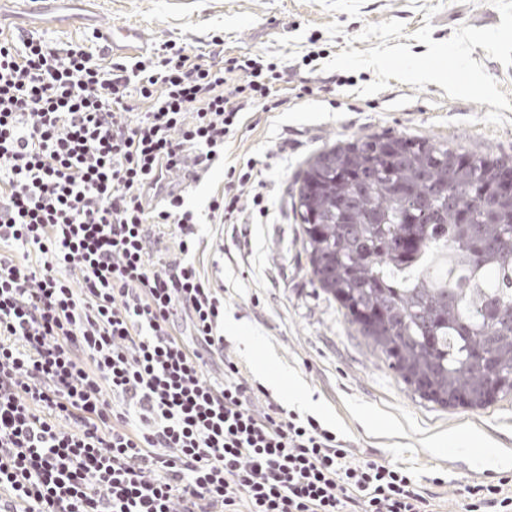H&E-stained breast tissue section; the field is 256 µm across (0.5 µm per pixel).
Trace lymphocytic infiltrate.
I'll return each mask as SVG.
<instances>
[{"instance_id":"f902f5d3","label":"lymphocytic infiltrate","mask_w":512,"mask_h":512,"mask_svg":"<svg viewBox=\"0 0 512 512\" xmlns=\"http://www.w3.org/2000/svg\"><path fill=\"white\" fill-rule=\"evenodd\" d=\"M274 64L162 44L133 64L0 37V512H429L409 468L249 382L224 351V289L195 257L199 182ZM255 159L213 224L267 216ZM512 476L466 512H512Z\"/></svg>"}]
</instances>
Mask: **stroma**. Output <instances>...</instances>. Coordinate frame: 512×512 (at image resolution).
<instances>
[{"instance_id": "35a3bbf8", "label": "stroma", "mask_w": 512, "mask_h": 512, "mask_svg": "<svg viewBox=\"0 0 512 512\" xmlns=\"http://www.w3.org/2000/svg\"><path fill=\"white\" fill-rule=\"evenodd\" d=\"M437 12L425 19L423 8ZM404 23L402 44L422 55L414 33L431 23L432 38L449 39L464 25L501 21L490 0H0V33H34L57 45L86 42L118 23L140 25L134 48L114 46L131 61L170 42L191 54L222 45L227 57L258 54L284 71L282 104L252 113L225 144L227 158L256 159L269 215L258 224H228L204 255L207 275L225 288L224 346L243 375L300 416L335 430L357 458L410 468L437 512H464L466 486L512 474V397L480 409L443 408L413 395L348 330L334 304L318 296L301 247L293 208L295 177L325 145L374 133L448 140L458 149L512 156V111L502 125L483 124L486 104L448 98L438 84L416 88L391 81L381 93L359 88L375 74L323 70L359 41L369 23ZM442 485H435V478Z\"/></svg>"}]
</instances>
